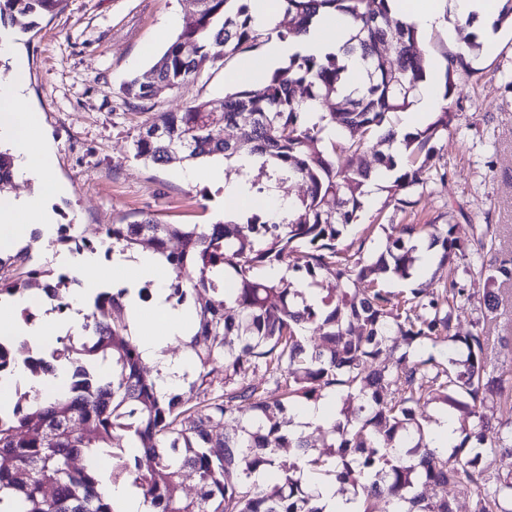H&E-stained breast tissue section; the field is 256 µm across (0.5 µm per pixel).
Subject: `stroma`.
<instances>
[{"label":"stroma","instance_id":"obj_1","mask_svg":"<svg viewBox=\"0 0 512 512\" xmlns=\"http://www.w3.org/2000/svg\"><path fill=\"white\" fill-rule=\"evenodd\" d=\"M193 0H67L65 9L40 19L32 31L13 33L27 62L22 105L36 113L56 148L55 175L66 190L51 199L58 223L71 235L101 242L96 227L123 215L149 214L163 224H212L223 220V191L181 179L178 164L157 166L134 156L132 140L154 113L179 112L235 92L225 68L150 101L125 98L122 84L144 76L168 43L193 19ZM466 28L457 18L421 34L430 59L428 77L444 81V56L456 50ZM477 75L463 80L450 103L456 125L438 140L437 165L446 178L414 193L403 211L383 208L371 194L363 220L422 224L456 207L455 233L467 238L474 224H494L499 243L512 251V29L502 28L494 46L476 61ZM495 318L467 305L459 329L480 325L493 348L496 372L512 371V284L499 290Z\"/></svg>","mask_w":512,"mask_h":512}]
</instances>
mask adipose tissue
<instances>
[{"instance_id": "ef3b65f1", "label": "adipose tissue", "mask_w": 512, "mask_h": 512, "mask_svg": "<svg viewBox=\"0 0 512 512\" xmlns=\"http://www.w3.org/2000/svg\"><path fill=\"white\" fill-rule=\"evenodd\" d=\"M503 5V0H390L393 15L429 29L441 25L446 15L460 18L470 16L480 21H491ZM348 39V28L325 17L313 25L299 44L271 39L265 47V63L258 69L240 66L232 77L254 85L263 84L270 73L294 52L323 55L339 52ZM12 60V72L0 80V143L8 144L14 158V178L23 182L38 176L43 180L38 195L0 198V252H8L27 239L33 231H40L43 239L55 233L56 217L48 206L49 200L60 194L62 187L51 173L56 163L55 149L40 130L37 115L22 111L21 100L26 84V66L15 56L12 42L0 36V58ZM256 157L243 154L236 158L240 170L237 180H226L224 164L214 161L208 168H188L180 176L190 183L206 182L224 190L226 210H243L251 205L247 179L257 166ZM112 265L117 274L112 283L126 291L125 314L134 330L145 361L161 372L162 391L173 390L189 366L187 357H171L167 349L177 339L188 335L193 316L189 309L173 306L168 301V279L161 272V259L150 250H139L134 257L114 253ZM152 283L153 298L143 305L138 290L143 283Z\"/></svg>"}]
</instances>
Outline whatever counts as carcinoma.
<instances>
[{"label": "carcinoma", "mask_w": 512, "mask_h": 512, "mask_svg": "<svg viewBox=\"0 0 512 512\" xmlns=\"http://www.w3.org/2000/svg\"><path fill=\"white\" fill-rule=\"evenodd\" d=\"M65 0H0V23L37 20ZM251 0H197L196 17L151 67V79L131 78L129 99L151 100L256 50L272 37L294 42L322 13L354 27L345 54L366 63L363 83L347 84V66L334 53L296 51L260 93L238 90L215 103L160 112L134 136V156L153 164L230 161L241 152L261 159L268 182L298 180L303 195L288 213L244 222L161 224L121 216L105 233L107 253L146 246L171 268L168 300L193 304L196 322L182 340L192 354L182 375L185 392L161 393L125 318L126 290L101 291L84 316L82 332L57 338L49 351L29 340L0 336V379L23 363L33 377L0 407V512H117L101 491L103 479L131 482L151 512H326L318 484L363 503L358 512H456L448 487L475 490L472 512H512V472L494 471L512 451V420L489 425L484 409L498 397L512 411V386L487 369L488 337L456 334L459 310L475 295L458 276L459 261L482 282L483 317L498 311L497 284L512 281V256L498 250L497 229L453 224L378 225L379 253L366 239L347 240L369 187L385 194L383 207L403 210L411 195L436 179V141L457 114L446 104L426 125L400 133L399 115L416 102L426 79L417 49L419 31L390 16L389 0H283L286 20L261 28ZM482 43L445 55L443 100L472 71ZM303 87L306 97L296 98ZM327 103L330 111L316 109ZM234 127L237 136L224 137ZM13 179V158L0 149V191ZM57 228L69 251L93 243ZM436 250L435 288L394 292L381 278L408 280L428 250ZM301 260L290 264L294 252ZM284 265L292 277H262ZM70 280L37 265L26 249L0 255V300L35 286L60 313L71 305ZM318 333L310 343L309 328ZM449 341L439 361L422 352ZM111 372L97 374L95 364ZM73 368L62 393L45 398L38 378ZM263 371L257 381L252 374ZM336 396L330 426L317 428L321 446L291 428V407ZM456 415L480 450L443 455L431 446L419 416L430 405ZM127 438L138 453L122 446ZM110 457L109 475L92 461ZM277 476L271 487L252 475ZM195 493H183V477Z\"/></svg>", "instance_id": "carcinoma-1"}]
</instances>
